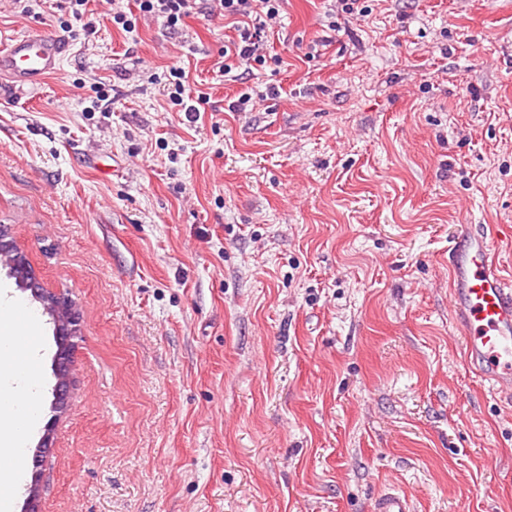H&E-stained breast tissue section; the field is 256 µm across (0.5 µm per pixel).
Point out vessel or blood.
Segmentation results:
<instances>
[{
  "instance_id": "vessel-or-blood-1",
  "label": "vessel or blood",
  "mask_w": 512,
  "mask_h": 512,
  "mask_svg": "<svg viewBox=\"0 0 512 512\" xmlns=\"http://www.w3.org/2000/svg\"><path fill=\"white\" fill-rule=\"evenodd\" d=\"M64 45L44 33H25L0 46V79L17 94H29L60 66ZM495 232L487 228L455 234L448 245V288L456 322L465 340L464 357L493 393L512 401V277L495 260ZM16 367L35 373L27 354V331L34 319L27 308L16 317ZM373 512H413L405 493L387 491Z\"/></svg>"
}]
</instances>
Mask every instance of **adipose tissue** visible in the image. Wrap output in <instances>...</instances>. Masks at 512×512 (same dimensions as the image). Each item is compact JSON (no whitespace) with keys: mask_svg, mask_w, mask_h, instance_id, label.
I'll use <instances>...</instances> for the list:
<instances>
[{"mask_svg":"<svg viewBox=\"0 0 512 512\" xmlns=\"http://www.w3.org/2000/svg\"><path fill=\"white\" fill-rule=\"evenodd\" d=\"M43 383L29 378L18 368L0 371V392L12 394V401L0 404V447L21 456L27 451L31 433L39 421L37 403Z\"/></svg>","mask_w":512,"mask_h":512,"instance_id":"adipose-tissue-1","label":"adipose tissue"}]
</instances>
